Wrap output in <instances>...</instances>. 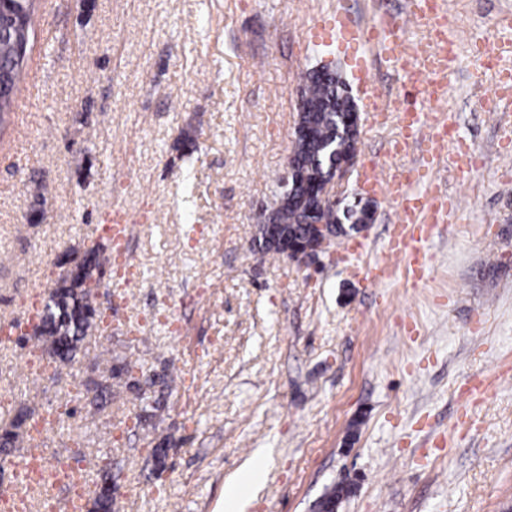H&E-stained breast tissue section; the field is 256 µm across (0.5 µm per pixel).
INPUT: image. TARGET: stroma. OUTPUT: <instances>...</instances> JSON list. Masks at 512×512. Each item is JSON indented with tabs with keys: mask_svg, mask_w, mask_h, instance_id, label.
Instances as JSON below:
<instances>
[{
	"mask_svg": "<svg viewBox=\"0 0 512 512\" xmlns=\"http://www.w3.org/2000/svg\"><path fill=\"white\" fill-rule=\"evenodd\" d=\"M446 2L458 58L442 109L469 157L430 127L426 146L393 153L391 99L428 89L367 47L310 48L330 0H36L33 85L0 134V324L30 328L64 256L104 241L114 211L133 230L125 275L105 272L96 297L109 335L40 374L42 348L0 341V428L29 406L63 414L0 450V494L36 451L93 494L111 466L112 512H224L225 484L260 451L245 512H312L349 481L338 512H512V108H492L495 74L472 53L496 41L512 65L497 24L512 0ZM329 62L360 115L357 166L333 189L375 219L299 266L253 238L287 171L301 77ZM429 146L448 214L423 229L419 280L385 251L398 202L362 175L408 173ZM102 346L135 363L134 388L108 395Z\"/></svg>",
	"mask_w": 512,
	"mask_h": 512,
	"instance_id": "35a3bbf8",
	"label": "stroma"
}]
</instances>
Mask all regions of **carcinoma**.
Returning <instances> with one entry per match:
<instances>
[{"label":"carcinoma","instance_id":"carcinoma-1","mask_svg":"<svg viewBox=\"0 0 512 512\" xmlns=\"http://www.w3.org/2000/svg\"><path fill=\"white\" fill-rule=\"evenodd\" d=\"M31 0H0V20L11 24L22 17L30 22ZM303 111L299 112L301 125L309 130V137L301 140L297 147L296 160L299 170L306 180L322 179L328 175L327 154L336 150H357L358 137L346 135L342 124L344 113L354 108V102L348 94L346 83L339 71L327 65L324 70L312 69L303 77ZM298 199L285 201L271 209V228L293 240H301L314 234V227L307 223V209L311 202H303V185L294 188ZM361 213L359 206L353 204L337 212L336 223L327 224L320 237L337 238L347 230H357ZM349 226H344V222ZM268 228L259 225V235L254 238L258 250L265 255L280 256V251L267 238ZM107 244L97 242L83 251V272L75 279L65 275L60 285L51 293L45 304L41 325L35 328L34 340L41 344L48 354L61 362L72 361L78 351L79 343L89 332L95 330L92 317L95 302L94 289L98 287L100 275L106 259ZM97 364L110 367L116 386H122L123 375L131 372L132 364L118 366L112 363L107 350L95 356ZM33 413L20 412L11 422V429L0 433V445L8 446L19 437V429L31 419ZM350 488L333 486L315 503L316 512H334L340 507Z\"/></svg>","mask_w":512,"mask_h":512}]
</instances>
